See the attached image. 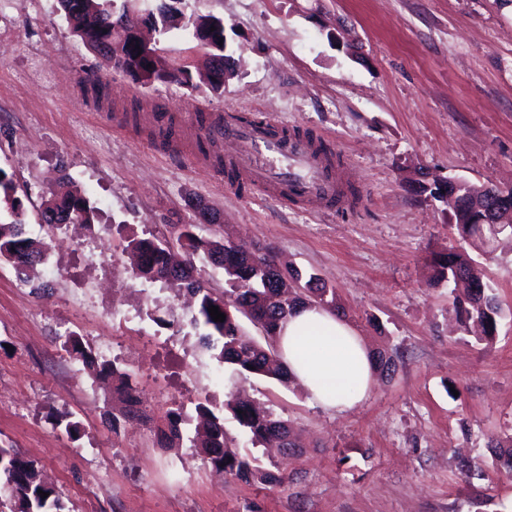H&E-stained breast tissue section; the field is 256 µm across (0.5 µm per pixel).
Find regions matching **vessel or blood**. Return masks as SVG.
Instances as JSON below:
<instances>
[{"label":"vessel or blood","mask_w":512,"mask_h":512,"mask_svg":"<svg viewBox=\"0 0 512 512\" xmlns=\"http://www.w3.org/2000/svg\"><path fill=\"white\" fill-rule=\"evenodd\" d=\"M200 134L216 143H235L224 164L237 183L292 206L316 201L346 210L355 203L332 141L288 133L265 114L245 118L231 110L205 115Z\"/></svg>","instance_id":"1"}]
</instances>
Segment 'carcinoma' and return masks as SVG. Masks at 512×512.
I'll return each mask as SVG.
<instances>
[{
    "label": "carcinoma",
    "mask_w": 512,
    "mask_h": 512,
    "mask_svg": "<svg viewBox=\"0 0 512 512\" xmlns=\"http://www.w3.org/2000/svg\"><path fill=\"white\" fill-rule=\"evenodd\" d=\"M57 4L73 32L112 70L134 78L136 69H147L155 81H174L191 89L201 84L213 90L224 86V68H218L212 62L198 74V81L195 82L191 72L186 69L169 68L159 59L154 61L138 55V47L132 39L114 35L105 29L112 14L111 0H57ZM153 16L155 31L163 33L175 21L176 13L161 2L154 8ZM191 25L197 26V30L208 38L207 52L211 58L224 59V45L220 44V38L224 37V18L213 14L199 15ZM1 202L11 211L14 220L0 223V261L11 264L17 254L44 258L46 245L25 236L19 219L20 202L15 196V187L0 171ZM452 212L460 238L487 244L488 230L480 224L470 223L474 214L472 209L454 208ZM95 217V208L88 199L76 191H68L47 200L43 220L54 225L64 220L70 224H92ZM178 241L185 250V258L192 261L199 258L224 270L228 284L224 293L218 295L208 288L194 263L188 275L170 273V246L156 237L133 238L129 241L128 247L137 259L136 274L149 280L159 279L176 291H184L197 299L198 317L194 319V326L205 329L201 340L206 351L219 350L216 358L239 373L288 382V371L277 349L280 328L300 305L336 308L334 289L326 287L314 274L307 281H302L298 272L283 268L276 255L266 248L222 239L203 240L193 233L189 224L182 228ZM433 268L434 279L438 283L448 282L455 274H461V280L468 285L461 307L463 322L472 323L480 329L478 341L490 343L497 331L502 307L484 269L467 253L456 250L434 258ZM212 306L219 307V311L225 314L224 321L213 320L208 311ZM239 313L260 330V337L244 331L237 320ZM63 347L94 369L95 373L118 378L130 404H137L128 374L113 363L98 361L73 337H67ZM226 407L233 412L253 443L277 436L288 439L286 447L295 448L288 423L275 418L273 413L238 396L228 401ZM188 441L190 447L201 450L204 460L215 469L247 482H282L280 475L255 465L238 449L228 447L221 418L205 406L199 407V421ZM41 490L48 493L44 499L39 494ZM0 512H65V505L55 488L40 477L31 461L20 457L12 448L1 447Z\"/></svg>",
    "instance_id": "obj_1"
}]
</instances>
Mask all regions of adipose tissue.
<instances>
[{"mask_svg":"<svg viewBox=\"0 0 512 512\" xmlns=\"http://www.w3.org/2000/svg\"><path fill=\"white\" fill-rule=\"evenodd\" d=\"M278 344L292 379L322 408L344 412L366 400L372 359L344 319L317 306L298 308L284 324Z\"/></svg>","mask_w":512,"mask_h":512,"instance_id":"adipose-tissue-1","label":"adipose tissue"}]
</instances>
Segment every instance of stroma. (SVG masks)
<instances>
[{"label": "stroma", "mask_w": 512, "mask_h": 512, "mask_svg": "<svg viewBox=\"0 0 512 512\" xmlns=\"http://www.w3.org/2000/svg\"><path fill=\"white\" fill-rule=\"evenodd\" d=\"M185 16L223 17L235 74L221 91L141 86L108 69L56 0H0V171L12 180L27 237L48 250L32 282L0 262V446L34 462L68 512H512V473L489 437L512 436V252L468 247L502 303L492 343L460 330L432 259L457 241L435 178L512 188V0H182ZM168 67L207 65L188 27L159 37ZM100 73L107 99L79 78ZM145 112L133 120V106ZM173 118L232 109L266 113L289 130L328 137L360 192L328 214L230 187L196 138L179 151L150 134L154 109ZM78 189L99 221L44 224V203ZM219 210L203 221L191 203ZM203 239L272 250L336 291L341 316L369 352L395 361L373 374L366 401L338 413L296 383L240 375L199 344L197 306L136 276L130 237ZM77 337L131 374L141 417L123 420L119 382L66 352ZM245 391L289 421L297 447L252 444L226 402ZM224 435L285 486L212 470L169 437L198 405ZM67 415L75 435L54 426ZM479 467L471 477L461 468Z\"/></svg>", "instance_id": "obj_1"}]
</instances>
